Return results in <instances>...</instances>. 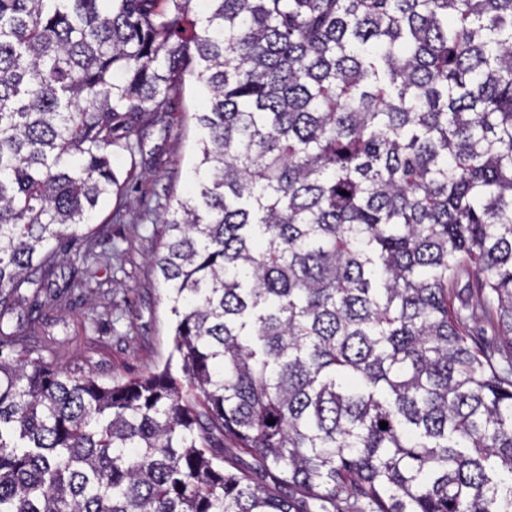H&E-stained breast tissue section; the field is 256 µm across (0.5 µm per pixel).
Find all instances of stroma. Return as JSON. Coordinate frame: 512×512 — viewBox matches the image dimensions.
<instances>
[{
  "instance_id": "stroma-1",
  "label": "stroma",
  "mask_w": 512,
  "mask_h": 512,
  "mask_svg": "<svg viewBox=\"0 0 512 512\" xmlns=\"http://www.w3.org/2000/svg\"><path fill=\"white\" fill-rule=\"evenodd\" d=\"M205 106V93L196 83H187L174 104L166 128L154 126L150 114H142L131 131L143 140V154L130 161L115 150L112 165L126 172L137 164L139 183L129 192L121 216H114V200L99 205L82 231L75 252L119 251L121 259L102 271V284L72 292L66 284L77 279L82 263L61 264L55 277L64 296L57 306L45 307L36 316L42 335L27 344L40 349L45 336L59 339L51 361L75 373H93L109 385L160 370L171 365L180 374V362L171 356L174 317L166 288L157 270L148 262L160 240L156 226L145 220L147 212L161 211L168 201L191 190V167L201 136L194 115Z\"/></svg>"
}]
</instances>
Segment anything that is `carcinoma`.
Wrapping results in <instances>:
<instances>
[{
    "instance_id": "obj_1",
    "label": "carcinoma",
    "mask_w": 512,
    "mask_h": 512,
    "mask_svg": "<svg viewBox=\"0 0 512 512\" xmlns=\"http://www.w3.org/2000/svg\"><path fill=\"white\" fill-rule=\"evenodd\" d=\"M188 80L185 381L44 362L14 314ZM0 512H512V0H0Z\"/></svg>"
}]
</instances>
